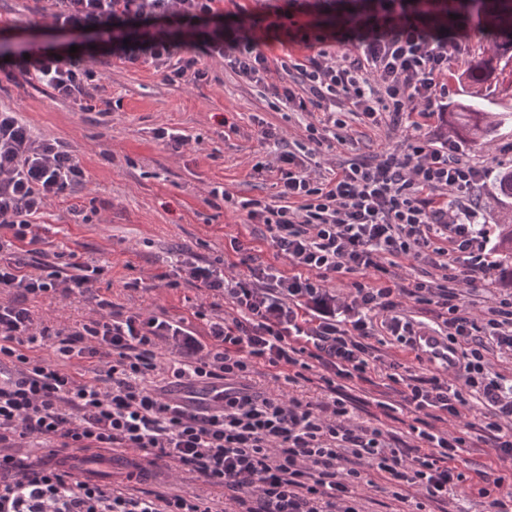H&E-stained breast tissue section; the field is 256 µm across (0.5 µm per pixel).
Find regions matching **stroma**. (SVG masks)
<instances>
[{"label":"stroma","instance_id":"stroma-1","mask_svg":"<svg viewBox=\"0 0 512 512\" xmlns=\"http://www.w3.org/2000/svg\"><path fill=\"white\" fill-rule=\"evenodd\" d=\"M50 13L48 0H0V33L31 38L33 46L64 56L78 47L98 59L101 79L89 90L82 110L53 99L48 88L27 77L0 80V108L18 112L35 135L73 146L86 172L82 185L38 217L46 247L108 265L107 276L96 285V298L130 312L184 318L194 331L203 332V322L192 313L205 294L186 285L164 287L157 276L175 272L190 251L236 261L230 244L234 238L249 243L256 263L287 270L284 260L275 259L264 227L248 224L243 211L209 191L219 187L238 197L274 200V177H252L251 168L260 160L275 163L288 149L306 151L309 118L273 102L221 57L204 58V80L170 86L154 65L120 63L107 42L74 40L53 26ZM462 70L456 64L448 71L449 103L475 91L487 111L512 106V74L473 86L459 81ZM342 118L358 145L322 150L315 157L314 174L330 175L334 165L394 147L404 136L399 129L368 127L348 112ZM263 124L281 131L283 143L261 142ZM159 127L186 135L187 145L177 153L168 150L152 135ZM463 150L488 167L480 196L487 223L495 224L494 175L499 167L512 166V126L500 128L484 146L467 144ZM94 300L47 295L31 300L29 308L35 319L66 327L93 317Z\"/></svg>","mask_w":512,"mask_h":512}]
</instances>
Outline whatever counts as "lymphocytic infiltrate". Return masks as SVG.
<instances>
[{
	"label": "lymphocytic infiltrate",
	"mask_w": 512,
	"mask_h": 512,
	"mask_svg": "<svg viewBox=\"0 0 512 512\" xmlns=\"http://www.w3.org/2000/svg\"><path fill=\"white\" fill-rule=\"evenodd\" d=\"M383 11L362 19L360 37L300 27L292 43L310 50L290 81L262 46L265 31L239 18L224 29V0H51L55 26L69 32L112 33V54L135 65L165 66L169 83L198 82L202 56H220L294 112L330 114L349 105L371 126L413 132L394 148L313 176L307 157L281 152L276 165L255 163L256 177L274 173L276 202L246 199L248 223L264 225L276 257L289 271L247 266L228 277L217 262L184 261L187 284L223 297L226 318L198 305L206 326L196 335L184 320L143 316L111 301L71 327L37 324L29 300L92 294L105 268L79 261L58 265L41 246L34 217L82 184L74 148L33 134L18 113L0 110V228L19 250L0 255V512H211L196 496L132 491L80 480L25 462L19 452L36 437L57 448H125L142 453L155 474L182 469L222 489L233 512H358L355 492L368 472L386 482L393 499L414 512L446 502L468 478L457 461L468 436L443 425L477 412L469 423L493 452L478 471L483 512H512V381L495 371L494 355L512 356V292L500 289L477 192L488 171L459 142L424 133L422 122L446 112L443 78L468 45L435 38L409 0H383ZM56 99L83 104L98 79L83 58L43 51L18 59ZM438 269L434 281L403 278L404 260ZM354 281L349 301L329 289L338 275ZM484 294L473 314L470 295ZM435 307L452 366L436 367L420 350L414 320L402 304ZM384 328L413 350L414 365L385 358L373 343ZM53 342L59 363L38 355ZM171 358L162 362L160 347ZM95 365L100 377L82 379ZM274 380L318 379L328 401L253 392L244 380L257 368ZM167 371L181 386H231L224 404L208 408L171 397L153 385ZM383 387L385 417L410 415L407 438L379 427H351L356 407L348 384Z\"/></svg>",
	"instance_id": "lymphocytic-infiltrate-1"
}]
</instances>
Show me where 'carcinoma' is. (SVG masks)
<instances>
[{"label": "carcinoma", "instance_id": "cac0c4a2", "mask_svg": "<svg viewBox=\"0 0 512 512\" xmlns=\"http://www.w3.org/2000/svg\"><path fill=\"white\" fill-rule=\"evenodd\" d=\"M458 15L469 20L477 18L476 32L493 41V51L473 60L461 72L459 80L472 84L486 82L505 62L512 63V0H454ZM512 120V112H487L481 104L462 100L450 113L449 130L457 138L484 145L501 124ZM501 196L512 198V168L501 169L497 176ZM498 249L504 252L503 279L512 282V208L498 217Z\"/></svg>", "mask_w": 512, "mask_h": 512}]
</instances>
